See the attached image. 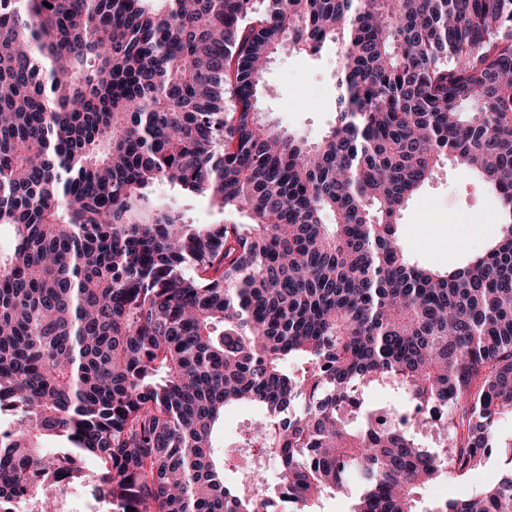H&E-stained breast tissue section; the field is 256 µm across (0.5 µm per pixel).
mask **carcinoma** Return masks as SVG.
<instances>
[{
    "mask_svg": "<svg viewBox=\"0 0 512 512\" xmlns=\"http://www.w3.org/2000/svg\"><path fill=\"white\" fill-rule=\"evenodd\" d=\"M326 45L311 145L258 101L275 55ZM447 161L498 215L428 269L400 216ZM2 225L0 512L76 480L112 512H261L267 460L291 512L351 485V512H512V0H0ZM243 405L264 420L230 479L214 436ZM496 446L497 483L425 501ZM157 194L162 198L168 199L181 210L186 211L188 220L196 224H209L217 221H224V223L227 222L229 224L244 222V217L239 212L220 214L211 209L204 199L197 198L186 201L175 190L167 186L159 187Z\"/></svg>",
    "mask_w": 512,
    "mask_h": 512,
    "instance_id": "carcinoma-1",
    "label": "carcinoma"
}]
</instances>
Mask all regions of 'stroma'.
<instances>
[{"instance_id":"35a3bbf8","label":"stroma","mask_w":512,"mask_h":512,"mask_svg":"<svg viewBox=\"0 0 512 512\" xmlns=\"http://www.w3.org/2000/svg\"><path fill=\"white\" fill-rule=\"evenodd\" d=\"M336 51L325 48L315 56L280 54L267 67L260 107L283 131L319 141L334 120ZM497 202L493 194L473 184L451 162L444 163L428 185L409 203L400 226L402 243L423 265L445 268L479 251L493 231ZM460 229L448 239L449 224ZM505 468L496 452L469 476L437 481L424 491L425 499L447 497L452 489L479 491L496 481Z\"/></svg>"}]
</instances>
